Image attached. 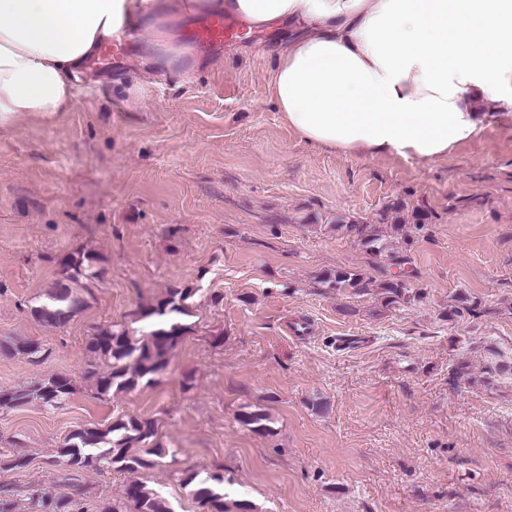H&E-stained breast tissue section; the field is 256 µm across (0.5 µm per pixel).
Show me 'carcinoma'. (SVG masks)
Listing matches in <instances>:
<instances>
[{
    "mask_svg": "<svg viewBox=\"0 0 512 512\" xmlns=\"http://www.w3.org/2000/svg\"><path fill=\"white\" fill-rule=\"evenodd\" d=\"M339 228L360 238L367 251L374 256H390L394 264H403L401 257L389 252L390 242L376 224H341ZM62 277L49 293L47 301L33 309V314L49 326L62 325L81 311L85 299L79 292L80 284L97 277L96 258L84 251H74L60 259ZM333 288H351L355 292L368 291V283L357 273L338 271L328 277ZM381 305L392 308L397 303H409L421 294H407L399 281L386 279L378 285ZM189 288L173 287L155 304L135 313L136 320L146 322L137 331L125 324L99 327L88 342V351L95 360L103 359L109 369L99 372L92 369L87 376L94 379L96 394L108 397L114 392L132 391L139 386H149L155 377L168 366L170 354L190 332L191 325L184 322L190 316ZM7 354H22L33 363L48 357L42 345L19 339L4 346ZM489 360L484 376L477 378L469 373L463 362L453 366L448 375L453 381L491 383V379L512 366L503 361L501 354L488 349ZM74 393V381L66 375H52L23 388L0 389V408L14 409L32 401L53 409L68 400ZM238 421L251 432L265 438L277 434L276 420L268 411L243 404ZM155 422L136 416H125L112 421L106 428L95 425L75 430L58 449L59 457L69 468H98L105 464L118 472L135 473L154 464V459L168 455L169 450L156 441ZM67 492L49 494L34 486L19 491L8 484L0 486V512H18L20 502L28 501L32 512H85L83 507L85 487L69 473L60 477ZM224 474L210 476V482H197V475L183 472L180 485L189 490L202 512H257L255 505L245 499H230L224 492ZM104 512H173L167 500L138 480L130 481L120 499L104 506Z\"/></svg>",
    "mask_w": 512,
    "mask_h": 512,
    "instance_id": "carcinoma-1",
    "label": "carcinoma"
}]
</instances>
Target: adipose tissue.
<instances>
[{
	"label": "adipose tissue",
	"instance_id": "adipose-tissue-1",
	"mask_svg": "<svg viewBox=\"0 0 512 512\" xmlns=\"http://www.w3.org/2000/svg\"><path fill=\"white\" fill-rule=\"evenodd\" d=\"M221 13L290 28L269 93L305 141L434 161L512 109V0H0V128L66 111L129 29Z\"/></svg>",
	"mask_w": 512,
	"mask_h": 512
}]
</instances>
